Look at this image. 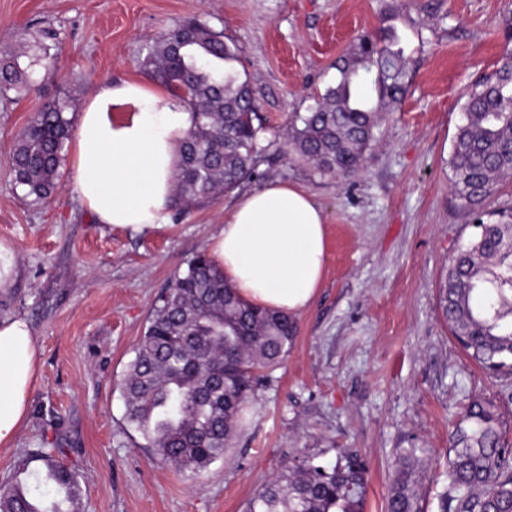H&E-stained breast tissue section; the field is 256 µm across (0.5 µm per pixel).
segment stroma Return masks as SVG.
<instances>
[{
    "mask_svg": "<svg viewBox=\"0 0 512 512\" xmlns=\"http://www.w3.org/2000/svg\"><path fill=\"white\" fill-rule=\"evenodd\" d=\"M197 19L223 32L255 93L263 126L253 179L139 233L99 224L62 166L58 191L34 202L9 167L14 139L48 101L79 112L106 80L149 78L142 65L165 29ZM512 0H0V60L32 67L33 90L0 92V241L17 266L0 319L38 339L37 380L0 485L43 447L80 474L79 512H243L295 458L368 465L365 512H385L404 450L419 449V504L439 512L449 433L477 396L512 443V374L473 362L438 309L442 275L478 229L449 191L448 158L472 84L506 53ZM366 32L404 50L408 90L391 104L350 179L286 151L290 117L335 85L337 59ZM56 57L44 67L41 46ZM280 181L327 216L328 262L298 334L223 459L200 473L160 462L125 420L117 387L155 299L209 239L240 194Z\"/></svg>",
    "mask_w": 512,
    "mask_h": 512,
    "instance_id": "35a3bbf8",
    "label": "stroma"
}]
</instances>
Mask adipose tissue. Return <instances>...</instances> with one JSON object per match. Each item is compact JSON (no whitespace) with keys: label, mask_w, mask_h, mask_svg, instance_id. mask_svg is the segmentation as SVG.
Wrapping results in <instances>:
<instances>
[{"label":"adipose tissue","mask_w":512,"mask_h":512,"mask_svg":"<svg viewBox=\"0 0 512 512\" xmlns=\"http://www.w3.org/2000/svg\"><path fill=\"white\" fill-rule=\"evenodd\" d=\"M190 107L165 86L104 81L78 117L70 163L77 198L98 221L140 232L166 224ZM326 215L298 186L271 182L242 194L209 241V257L252 305L297 314L315 299L327 262ZM38 340L22 317L0 320V447L28 413Z\"/></svg>","instance_id":"ef3b65f1"}]
</instances>
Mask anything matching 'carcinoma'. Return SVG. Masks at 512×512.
Segmentation results:
<instances>
[{
	"instance_id": "obj_1",
	"label": "carcinoma",
	"mask_w": 512,
	"mask_h": 512,
	"mask_svg": "<svg viewBox=\"0 0 512 512\" xmlns=\"http://www.w3.org/2000/svg\"><path fill=\"white\" fill-rule=\"evenodd\" d=\"M239 48L198 22L162 32L144 59L171 89L190 85L192 123L175 173L179 200L193 204L250 177L261 127L248 84L230 66ZM336 86L298 115L288 129L289 151L321 175L359 171L374 141L379 111L359 95L364 76L377 71L382 100L405 92L403 50L368 33L336 61ZM14 61L0 65V90L31 89ZM68 102L54 100L19 132L10 159L16 187L39 202L61 180L62 152L72 132ZM449 185L480 234L457 248L441 287L440 307L460 345L489 373H512V209L484 208L512 174V51L480 79L463 105L451 148ZM297 336L294 318L254 307L199 253L155 303L136 356L119 383L127 423L165 463L199 474L224 456L241 426L245 404L266 384ZM447 486L440 512H512V445L492 402L474 398L451 432ZM39 448L42 463L30 484L20 469L0 487V512H77L78 473ZM367 467L358 454L339 452L331 466L299 460L277 473L243 512H363ZM386 512H420L413 470H398Z\"/></svg>"
}]
</instances>
